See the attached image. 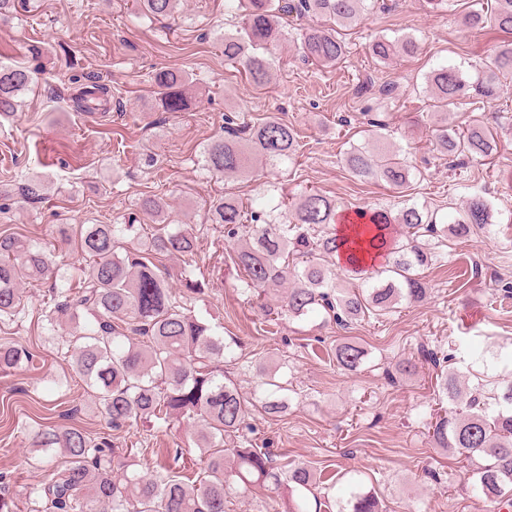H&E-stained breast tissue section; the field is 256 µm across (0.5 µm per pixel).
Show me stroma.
Returning <instances> with one entry per match:
<instances>
[{
    "mask_svg": "<svg viewBox=\"0 0 512 512\" xmlns=\"http://www.w3.org/2000/svg\"><path fill=\"white\" fill-rule=\"evenodd\" d=\"M468 0H448L439 10L424 0H400L392 11L373 9L346 31L348 55L333 68L305 59L292 42L275 51L274 75L254 86L224 60V33L235 20L224 0H181L173 19L156 21L134 0H19L10 25L0 27V61L29 64L28 47L44 48L37 86L22 91L15 117L0 121V234L39 247L66 271L88 264L77 247L61 248L59 224H124L137 233L125 250L140 249L155 227L137 203L146 194L170 204L169 220L191 225L194 255H160L156 265L179 285L182 273L199 280L201 292L183 291L196 315L241 338L237 361L224 370L244 396H252L261 370L287 384L288 408L277 417L252 411L249 435L282 461L336 473L334 488H312L319 501L346 502L352 481L375 492L381 512H498L475 491L481 459L464 462L434 446L429 426L441 406L434 392L435 368L424 352L448 354L455 344L495 355L512 352V82L499 100L458 120L479 119L496 127L498 150L487 160L447 158L430 139L437 116L423 92L426 74L448 63L486 66L511 36L491 27H466ZM409 35L415 55L385 64L368 52L372 37ZM171 68L187 79L194 104L187 112L163 111L151 76ZM91 84L112 91L108 112L80 111L74 98ZM277 116L300 139L292 162L272 170L255 163L251 174L224 179L203 163L206 145L225 125L255 124ZM388 123L391 143L419 175L407 198L385 184L361 181L345 168L351 146L368 140L370 120ZM39 179L44 199L22 198L19 186ZM315 190L341 209L397 210L410 202L452 214L472 191L492 205L490 232L449 238L424 272L429 286L419 303H402L380 319L364 317L343 329L322 315L272 320L275 290L252 300L230 256L238 242L225 241L220 225L205 221L213 197L229 194L243 202L263 195ZM53 281L22 279L19 313L0 320V343L35 354L39 368L22 366L0 374V497L13 512H38L29 492L63 465L59 452L34 447L47 427H79L91 436L108 433L101 408L86 383L71 372L59 352L60 331L45 319ZM361 344L366 358L358 371L339 368L337 342ZM411 357L414 374L400 373ZM142 470L171 462L183 452L185 474L203 468L182 426L138 424L113 436ZM226 512H282L269 488L233 489Z\"/></svg>",
    "mask_w": 512,
    "mask_h": 512,
    "instance_id": "35a3bbf8",
    "label": "stroma"
}]
</instances>
